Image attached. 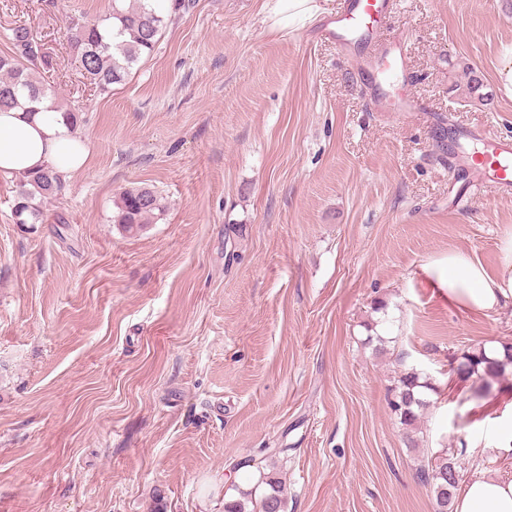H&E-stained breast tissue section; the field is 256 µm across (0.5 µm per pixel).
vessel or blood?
Segmentation results:
<instances>
[{"label":"vessel or blood","mask_w":512,"mask_h":512,"mask_svg":"<svg viewBox=\"0 0 512 512\" xmlns=\"http://www.w3.org/2000/svg\"><path fill=\"white\" fill-rule=\"evenodd\" d=\"M390 0H346L341 13L322 30L334 39L341 52L358 51L360 66L381 90L379 101L386 112H415L418 103L408 96L390 94L389 88L399 79L405 66L404 52L397 43L380 40L383 25L392 16ZM464 162L475 179L490 180L502 192L512 193V143L487 140L480 152L463 153Z\"/></svg>","instance_id":"1"}]
</instances>
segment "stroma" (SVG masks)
<instances>
[{"mask_svg":"<svg viewBox=\"0 0 512 512\" xmlns=\"http://www.w3.org/2000/svg\"><path fill=\"white\" fill-rule=\"evenodd\" d=\"M265 0H190L109 92L83 79L66 18L112 0H0L51 59L40 79L79 103L89 164L13 218L0 178V512H224L273 464L288 512H435L420 460L453 450L462 483L512 480V374L482 390L448 357L512 343V301L449 306L461 252L498 275L512 195L461 173L448 139L512 140L503 0H396L417 112H384L353 58ZM493 92L464 102L454 65ZM475 139L469 147H477ZM164 213L115 224L125 189ZM438 387L416 430L388 407L396 373ZM415 446H408V439Z\"/></svg>","mask_w":512,"mask_h":512,"instance_id":"obj_1","label":"stroma"}]
</instances>
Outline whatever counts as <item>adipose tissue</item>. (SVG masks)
<instances>
[{
  "instance_id": "adipose-tissue-1",
  "label": "adipose tissue",
  "mask_w": 512,
  "mask_h": 512,
  "mask_svg": "<svg viewBox=\"0 0 512 512\" xmlns=\"http://www.w3.org/2000/svg\"><path fill=\"white\" fill-rule=\"evenodd\" d=\"M88 159L64 113L0 111V177L18 178L47 166L66 176L85 168ZM444 281L450 305L478 314L497 309L512 300V255L494 278L464 254L449 253ZM453 512H512V480H473L457 493Z\"/></svg>"
}]
</instances>
